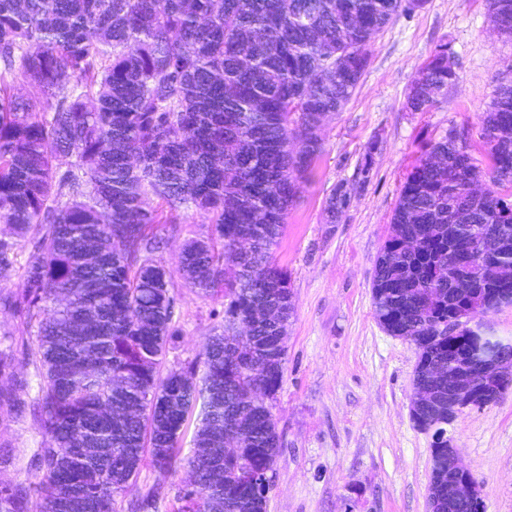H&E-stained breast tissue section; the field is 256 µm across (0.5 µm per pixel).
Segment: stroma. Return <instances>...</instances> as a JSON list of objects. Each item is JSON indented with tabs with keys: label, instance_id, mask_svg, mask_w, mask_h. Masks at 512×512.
<instances>
[{
	"label": "stroma",
	"instance_id": "1",
	"mask_svg": "<svg viewBox=\"0 0 512 512\" xmlns=\"http://www.w3.org/2000/svg\"><path fill=\"white\" fill-rule=\"evenodd\" d=\"M448 46L457 79L426 112L406 105L412 81L439 46ZM369 64L347 105L324 122L323 147L308 183L289 210L273 256L287 269L294 307L285 337L283 383L269 407L281 447L267 512H427L431 439L411 419L414 345L389 335L374 314L375 262L391 233L405 179L432 144L456 134L486 166L481 116L496 77L512 68V36L498 32L488 0H426L395 17L372 41ZM351 202L328 223L332 190ZM159 258L176 268L186 242L210 226L194 210L158 224ZM180 333L167 361L202 360L224 299L202 296L174 279ZM11 337L13 370L33 374L22 351L24 319L0 310V337ZM451 433L462 465L479 483L484 512H512V390L463 414ZM43 436L36 414L15 419L0 407V484L28 483L30 459Z\"/></svg>",
	"mask_w": 512,
	"mask_h": 512
}]
</instances>
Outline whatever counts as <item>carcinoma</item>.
I'll use <instances>...</instances> for the list:
<instances>
[{"label": "carcinoma", "instance_id": "1", "mask_svg": "<svg viewBox=\"0 0 512 512\" xmlns=\"http://www.w3.org/2000/svg\"><path fill=\"white\" fill-rule=\"evenodd\" d=\"M425 0H0V286L16 251L30 245L25 294L0 307L26 313L27 363L39 382L14 377L0 404L17 419L38 410L44 436L31 459L35 480L0 485V512H117L116 497L144 460L158 474L134 512H158L165 480L181 461L193 415V444L223 447L238 416L251 430L235 459L212 467L190 457L196 488L179 512H201L224 491V512H265L268 496L234 479L238 469L274 470L280 437L269 406L248 395L258 383L274 397L286 349L276 321L253 324L270 347L250 373L235 359L234 322L257 306L293 312L288 272L272 257L282 224L322 151L328 114L341 111L369 61V45L396 16ZM496 27L512 33V0H491ZM456 80L448 48L433 54L408 94L423 112ZM23 81L27 92L18 94ZM490 186L477 196V161L446 139L414 166L392 232L375 264L379 324L411 341L422 367L414 387L448 404L454 362L466 349L448 335V314L512 304V203L495 187L512 183V76L497 79L482 118ZM174 221L194 209L212 224L186 244L176 271L156 259L149 200ZM351 201L341 184L328 223ZM461 224L480 225L475 240ZM253 242L248 254L241 240ZM418 240L407 254L399 243ZM471 281L462 295L448 268ZM201 294L224 293V319L204 361L167 366L179 329L173 273ZM95 437L100 456H82ZM433 508L448 512V454L432 462Z\"/></svg>", "mask_w": 512, "mask_h": 512}]
</instances>
